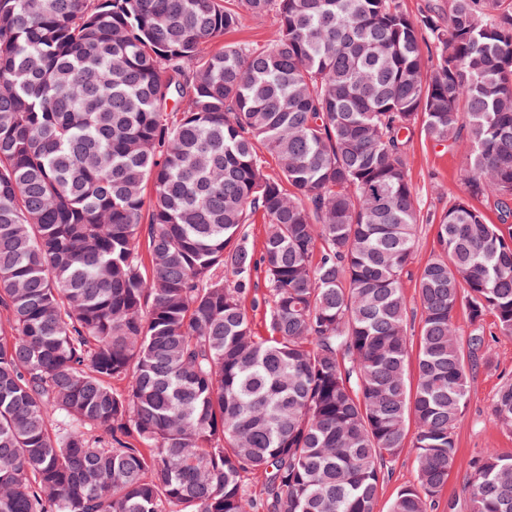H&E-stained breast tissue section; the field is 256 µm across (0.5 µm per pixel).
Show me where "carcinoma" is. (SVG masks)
Here are the masks:
<instances>
[{
	"label": "carcinoma",
	"instance_id": "carcinoma-1",
	"mask_svg": "<svg viewBox=\"0 0 512 512\" xmlns=\"http://www.w3.org/2000/svg\"><path fill=\"white\" fill-rule=\"evenodd\" d=\"M417 129L467 164L412 344ZM499 336L512 0H0V512H374L407 446L389 512H432ZM462 493L512 512V454ZM274 19L269 16L264 22H256L249 17L243 18L238 28L224 34L223 43H214L208 45V51L218 50L227 42H245L253 45L262 46L267 43L270 31L273 28ZM405 293L410 301L411 307L414 308V316H410L408 321L407 334L410 342L416 343L417 336L420 331V309L416 299V292L414 288V277L404 278ZM415 454L412 448H403L398 457L389 465V478L386 477L379 491L375 512H388L396 492L412 484L415 478Z\"/></svg>",
	"mask_w": 512,
	"mask_h": 512
}]
</instances>
